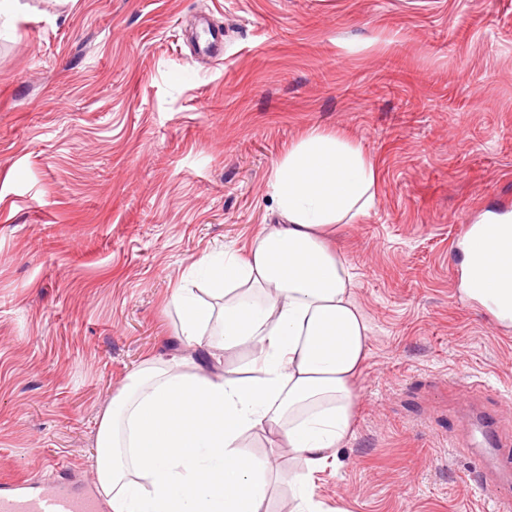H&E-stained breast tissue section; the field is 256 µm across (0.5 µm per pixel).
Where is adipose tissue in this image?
I'll return each instance as SVG.
<instances>
[{"label": "adipose tissue", "instance_id": "obj_1", "mask_svg": "<svg viewBox=\"0 0 512 512\" xmlns=\"http://www.w3.org/2000/svg\"><path fill=\"white\" fill-rule=\"evenodd\" d=\"M272 187L279 223L246 253L195 262L209 300L174 290L187 354L145 364L99 418L94 468L111 512H269L274 462L250 453L257 432L306 463L288 475L285 512H319L314 476L351 432L370 333L327 237L371 212L377 172L358 144L312 128L274 165ZM493 256L496 316L512 325V238Z\"/></svg>", "mask_w": 512, "mask_h": 512}]
</instances>
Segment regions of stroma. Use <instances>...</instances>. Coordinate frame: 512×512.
<instances>
[{
    "instance_id": "stroma-1",
    "label": "stroma",
    "mask_w": 512,
    "mask_h": 512,
    "mask_svg": "<svg viewBox=\"0 0 512 512\" xmlns=\"http://www.w3.org/2000/svg\"><path fill=\"white\" fill-rule=\"evenodd\" d=\"M218 27L224 52L197 50ZM374 162L335 247L370 327L323 512H498L469 480L477 411L512 434V328L459 292L455 237L512 207V0H19L0 17V479L95 483L96 425L180 353L175 288L276 220L310 128ZM278 456L270 512L301 469Z\"/></svg>"
}]
</instances>
